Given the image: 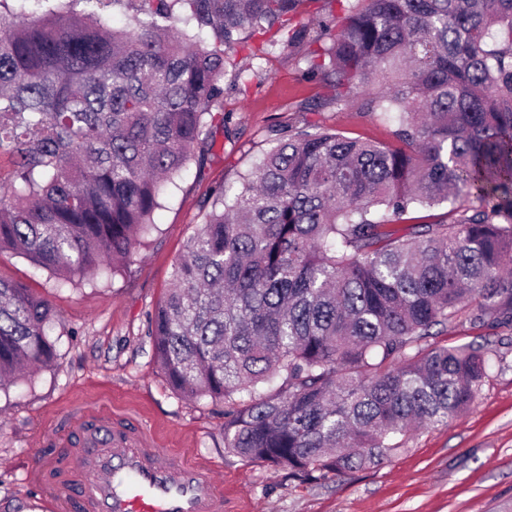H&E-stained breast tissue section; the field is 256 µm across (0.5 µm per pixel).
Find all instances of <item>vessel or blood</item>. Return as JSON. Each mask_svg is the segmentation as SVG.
I'll return each mask as SVG.
<instances>
[{
  "label": "vessel or blood",
  "instance_id": "obj_1",
  "mask_svg": "<svg viewBox=\"0 0 512 512\" xmlns=\"http://www.w3.org/2000/svg\"><path fill=\"white\" fill-rule=\"evenodd\" d=\"M83 447L70 459L43 460L29 479L40 512H225L224 491L206 463L172 458L145 428L112 416L83 417Z\"/></svg>",
  "mask_w": 512,
  "mask_h": 512
}]
</instances>
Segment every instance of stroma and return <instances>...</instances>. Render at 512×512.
Returning <instances> with one entry per match:
<instances>
[{
    "label": "stroma",
    "mask_w": 512,
    "mask_h": 512,
    "mask_svg": "<svg viewBox=\"0 0 512 512\" xmlns=\"http://www.w3.org/2000/svg\"><path fill=\"white\" fill-rule=\"evenodd\" d=\"M314 46L298 42L236 59L250 79L224 89V128L202 164L167 190L155 230L131 263L79 285L0 253V278L25 283L54 312V360L0 387V512H34L38 488L26 477L43 456L79 444L82 412L134 417L158 448L209 462L229 512H512V331L475 330L457 319L433 341L481 345L504 358L476 399L448 425L417 431L388 461L322 483L290 477L224 449V405L177 393L156 363L150 314L171 282L212 189H238L280 129L316 124L351 138L395 145L392 118L367 113L360 94L342 104L306 76Z\"/></svg>",
    "instance_id": "obj_1"
}]
</instances>
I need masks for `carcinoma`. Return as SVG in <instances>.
Instances as JSON below:
<instances>
[{
    "label": "carcinoma",
    "instance_id": "1",
    "mask_svg": "<svg viewBox=\"0 0 512 512\" xmlns=\"http://www.w3.org/2000/svg\"><path fill=\"white\" fill-rule=\"evenodd\" d=\"M299 2L0 0V251L71 283L128 264L224 128V75L247 77L228 52L306 34ZM355 2L307 73L401 146L288 129L213 190L151 315L172 387L224 403V448L317 483L473 403L490 350L437 327L512 328V0ZM443 204L447 223L391 227ZM52 316L0 280V379L54 359Z\"/></svg>",
    "mask_w": 512,
    "mask_h": 512
}]
</instances>
